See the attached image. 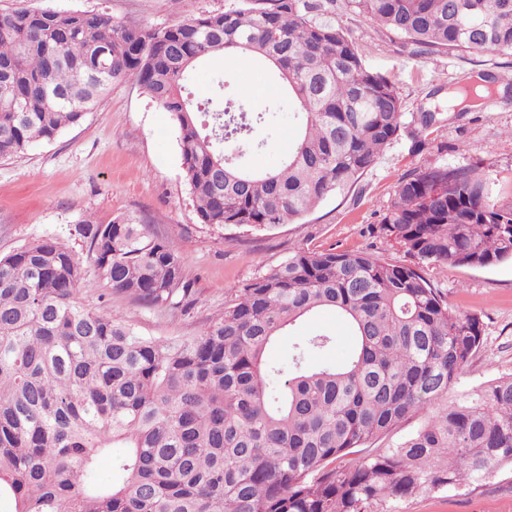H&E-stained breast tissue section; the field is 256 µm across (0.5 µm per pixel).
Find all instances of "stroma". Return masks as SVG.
<instances>
[{
	"mask_svg": "<svg viewBox=\"0 0 512 512\" xmlns=\"http://www.w3.org/2000/svg\"><path fill=\"white\" fill-rule=\"evenodd\" d=\"M240 0H0V13L55 9L97 12L131 27L160 28L206 12L218 13ZM336 22L350 32L373 71L392 77L406 113L443 112L441 127L424 133L425 146L413 150L408 136L389 144L376 164L350 190L328 196L300 223L268 232L227 229L200 223L185 179L179 130L169 114L138 86L114 84L98 109L54 140L26 155L0 160V255L45 236L70 246L77 258L87 248L75 227L84 217L107 224L133 216L151 234L177 242L186 264L184 275L193 302L158 315L94 286L82 298L89 308L120 312L146 336H193L224 310L225 292L240 288L300 250H368L401 264L413 259L379 237L374 228L390 204L402 178L425 164L442 160L456 166H479L488 179V199L512 206V92L499 91L479 111L456 116L448 107L451 88L479 75L512 81V57L496 52L450 50L416 56L403 39L384 34L350 11H336ZM236 61L215 56L196 68L192 88L198 97L216 90L255 107L273 105L270 119L258 132L262 149L246 152L243 163L254 169L276 168L291 146L295 113L281 99L274 75L253 67V83L235 82ZM229 75L216 87V74ZM430 282L446 296L450 308L479 315L484 343L453 387L462 393L512 375V262L488 267L440 264L426 270ZM326 331L336 343L314 362L348 357L353 339L334 315L304 322L299 335ZM400 512H512V469L497 470L480 483L407 499Z\"/></svg>",
	"mask_w": 512,
	"mask_h": 512,
	"instance_id": "stroma-1",
	"label": "stroma"
}]
</instances>
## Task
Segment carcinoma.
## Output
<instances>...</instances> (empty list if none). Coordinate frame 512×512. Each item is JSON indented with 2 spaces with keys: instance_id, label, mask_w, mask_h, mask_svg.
I'll use <instances>...</instances> for the list:
<instances>
[{
  "instance_id": "cac0c4a2",
  "label": "carcinoma",
  "mask_w": 512,
  "mask_h": 512,
  "mask_svg": "<svg viewBox=\"0 0 512 512\" xmlns=\"http://www.w3.org/2000/svg\"><path fill=\"white\" fill-rule=\"evenodd\" d=\"M163 28L90 12L0 14V159L53 140L112 84L139 86L179 129L202 224L271 231L342 193L408 130L395 83L371 71L336 0H240ZM414 46L512 55V0H343ZM232 53L265 64L296 109L292 147L271 170L225 157L224 140L259 149L267 111L184 93L194 67ZM88 264L48 236L0 256V499L13 512H398L421 493L512 468V376L448 400L484 342L476 314L451 310L431 265L512 259V206L488 201L477 165L435 161L400 182L379 233L415 263L371 252L297 250L243 288L195 336H144L82 291L109 287L160 311L191 288L171 239L133 217L79 222ZM332 312L355 339L350 358L312 366L325 333L293 336L288 373L267 350ZM419 427L369 443L402 421ZM112 460L98 479L101 456Z\"/></svg>"
}]
</instances>
